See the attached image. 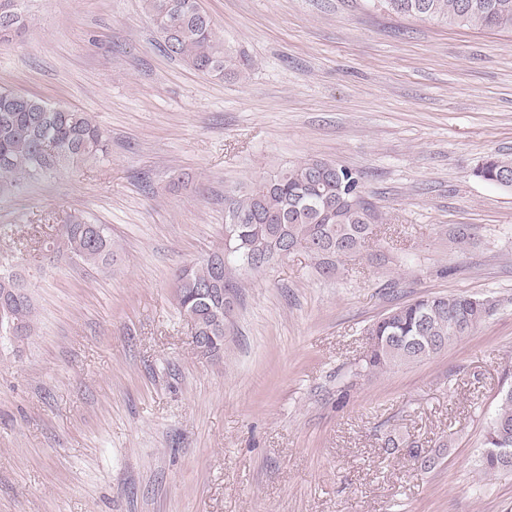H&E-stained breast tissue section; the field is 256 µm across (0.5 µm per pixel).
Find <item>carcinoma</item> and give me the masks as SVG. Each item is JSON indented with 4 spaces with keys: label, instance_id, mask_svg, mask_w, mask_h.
<instances>
[{
    "label": "carcinoma",
    "instance_id": "obj_1",
    "mask_svg": "<svg viewBox=\"0 0 512 512\" xmlns=\"http://www.w3.org/2000/svg\"><path fill=\"white\" fill-rule=\"evenodd\" d=\"M16 0H0V19L15 17V26L0 25V45L18 34L21 21ZM391 13L430 19L481 31H512V0H378ZM148 18L160 46L172 58L204 75L240 72L248 63L224 47L199 0H145ZM107 138L87 112L53 106L33 95L0 88V189L25 177L66 168L104 154ZM474 176L502 186L512 181V155H490ZM226 217L238 224L224 254L214 252L183 266L176 276V303L194 327L192 343L201 354L224 348L228 310L219 295L203 298L201 289L235 290L231 274L244 265V252L267 241L266 259L248 270L264 269L283 241L316 261L323 273L362 251L376 227L377 215L365 199L359 173L321 159H305L224 196ZM62 246L90 267L112 258V235L104 224L76 217L60 230ZM489 313L482 298L457 293L425 296L389 309L369 329L373 340L364 367L383 371L398 364L430 358L454 339L467 335ZM34 327L30 298L17 278L0 270V333L27 336ZM512 454V384L501 393L495 415L484 429L479 465L487 475L512 471L500 454Z\"/></svg>",
    "mask_w": 512,
    "mask_h": 512
}]
</instances>
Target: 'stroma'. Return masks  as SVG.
<instances>
[{"mask_svg": "<svg viewBox=\"0 0 512 512\" xmlns=\"http://www.w3.org/2000/svg\"><path fill=\"white\" fill-rule=\"evenodd\" d=\"M202 6L243 75L163 54L144 0H19L0 46V87L109 140L0 193V267L35 310L0 335V512H512V473L479 468L512 370V189L473 175L512 154V33L373 0ZM304 158L361 173L376 236L331 274L302 252L240 271L223 351L197 353L179 268L223 249L225 192ZM76 216L109 227L107 267L51 248ZM460 292L491 305L467 336L364 369L374 320Z\"/></svg>", "mask_w": 512, "mask_h": 512, "instance_id": "1", "label": "stroma"}]
</instances>
